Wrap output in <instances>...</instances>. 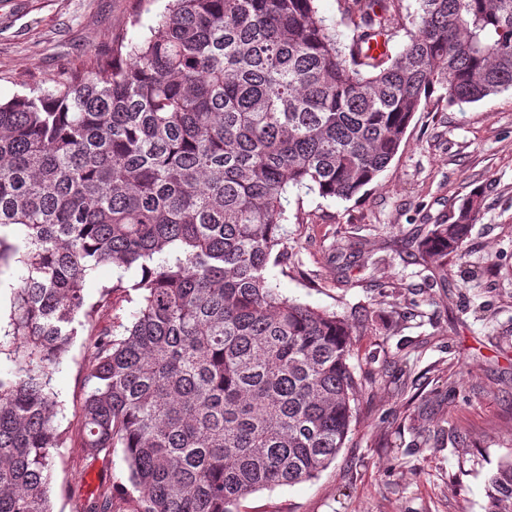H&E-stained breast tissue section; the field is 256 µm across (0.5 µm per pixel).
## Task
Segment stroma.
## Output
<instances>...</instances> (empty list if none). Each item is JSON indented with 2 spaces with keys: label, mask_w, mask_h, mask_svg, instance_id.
Segmentation results:
<instances>
[{
  "label": "stroma",
  "mask_w": 512,
  "mask_h": 512,
  "mask_svg": "<svg viewBox=\"0 0 512 512\" xmlns=\"http://www.w3.org/2000/svg\"><path fill=\"white\" fill-rule=\"evenodd\" d=\"M166 0H0V99L90 67ZM483 207L460 255L425 261L412 240L472 190ZM288 264L269 277L356 328L363 382L344 448L319 475L248 496L239 512H485L512 454V90L470 104L423 97L399 150L353 198L288 193ZM384 257L385 265L371 261ZM94 356L78 334L51 384L76 426ZM53 512L125 480L121 452L54 449Z\"/></svg>",
  "instance_id": "obj_1"
}]
</instances>
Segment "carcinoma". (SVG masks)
<instances>
[{"label": "carcinoma", "mask_w": 512, "mask_h": 512, "mask_svg": "<svg viewBox=\"0 0 512 512\" xmlns=\"http://www.w3.org/2000/svg\"><path fill=\"white\" fill-rule=\"evenodd\" d=\"M400 2L347 0L345 44L317 0H168L91 67L0 101V269H23L0 325V512H52L68 439L52 373L84 327L77 436L94 459L121 449L127 484L82 512H116L117 495L131 512H237L336 459L362 386L356 328L268 278L288 259V190L357 195L436 85L450 103L512 88V0ZM481 209L467 194L421 256L445 265ZM107 265L137 278L90 304ZM115 291L135 310L104 324ZM487 497L486 512L512 501V454Z\"/></svg>", "instance_id": "obj_1"}]
</instances>
